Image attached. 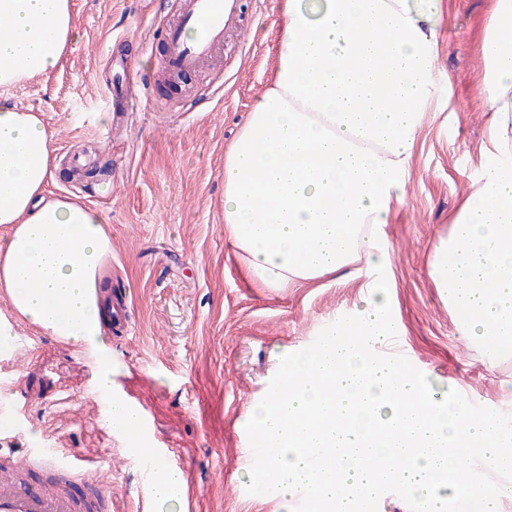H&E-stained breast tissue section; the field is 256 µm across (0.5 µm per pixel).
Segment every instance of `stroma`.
<instances>
[{"label": "stroma", "instance_id": "stroma-1", "mask_svg": "<svg viewBox=\"0 0 512 512\" xmlns=\"http://www.w3.org/2000/svg\"><path fill=\"white\" fill-rule=\"evenodd\" d=\"M77 39L61 68L11 91L54 130L62 172L53 192L100 211L112 240L110 293L132 326L107 328L112 389L141 406L154 452L184 488L173 512H288L278 494H251L246 424L281 356L364 305L367 272L288 288L255 287L224 234V154L275 67L280 0H240L245 45L227 38L224 70L185 74L163 94L165 44L157 25L181 0H72ZM494 0H438V112L417 133L402 202L384 227L399 347L435 395L512 412V356L493 358L458 330L429 277L433 250L474 190L487 142L482 46ZM130 58L134 109L112 98L115 59ZM0 351V418L16 431L0 448H62L83 456L112 487V512H156L151 472L107 424L98 359L15 316Z\"/></svg>", "mask_w": 512, "mask_h": 512}]
</instances>
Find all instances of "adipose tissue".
<instances>
[{"mask_svg":"<svg viewBox=\"0 0 512 512\" xmlns=\"http://www.w3.org/2000/svg\"><path fill=\"white\" fill-rule=\"evenodd\" d=\"M512 0H494L479 95L488 166L436 246L429 275L462 335L512 352ZM440 16L411 0H282L278 63L224 155V233L252 282L285 288L364 262L384 267L381 228L402 200L417 132L438 97ZM77 34L71 0H0V293L26 322L99 354L108 423L135 422L112 395L102 336L112 243L100 212L51 191L59 170L42 113L6 92L58 67ZM356 322L396 335L386 286Z\"/></svg>","mask_w":512,"mask_h":512,"instance_id":"adipose-tissue-1","label":"adipose tissue"}]
</instances>
